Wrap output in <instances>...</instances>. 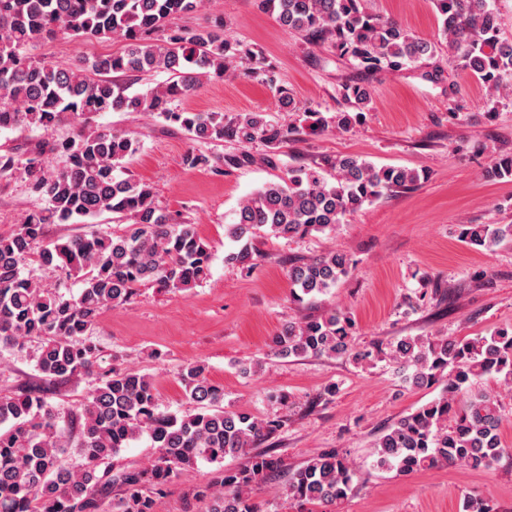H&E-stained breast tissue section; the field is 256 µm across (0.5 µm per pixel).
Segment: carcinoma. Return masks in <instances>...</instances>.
I'll use <instances>...</instances> for the list:
<instances>
[{"mask_svg":"<svg viewBox=\"0 0 512 512\" xmlns=\"http://www.w3.org/2000/svg\"><path fill=\"white\" fill-rule=\"evenodd\" d=\"M206 0H0V131L49 130L68 119L76 131L57 144L65 156L59 168L38 158L0 155V177L23 172L45 207L28 213L18 229L0 235V345L19 352L37 342L32 357L43 379L63 382L95 377L76 410L61 415L46 394L22 389L0 395V512H154L155 497L200 463L214 465L206 481L188 496L207 503V512H261L254 494L277 475L282 460L253 448L282 427L277 419L224 407V389L208 378L202 362L178 371L196 409L178 415L160 409L155 387L124 368L95 372L100 345L93 328L107 310L119 307L140 287L186 291L211 275L213 254L194 225L176 221L155 202L151 184L125 175V160L139 150L128 133L94 124L107 112H150L178 125L193 141L256 138L275 150L293 129L272 124L261 112L229 121L222 112L177 109L202 78L235 74L236 60L252 64L276 83L262 54L241 47L216 19L194 29H172L173 19L201 11ZM362 0H260L280 23L336 49L358 69L401 70L432 58L437 43L414 37L397 21L366 13ZM448 50V65L475 77L490 97L512 84V40L500 36L491 0H433ZM109 38L125 43L119 54L67 66L39 59L29 47L59 34ZM166 72L170 80L142 93L126 94L114 75ZM341 95L354 113L339 112L336 127L360 123L371 103L359 84ZM322 170L300 166L288 180L269 183L246 197L225 236L238 248L224 262L247 265L254 240L264 234L292 240L333 231L392 188L410 187L421 174L378 167L354 157ZM494 178L512 177V154L490 167ZM112 213L123 227L90 231L44 243L48 224H91ZM460 238L476 251L512 241V224H462ZM36 261L67 271L82 287L67 298L24 274ZM350 258L336 251L293 263L287 276L292 298L326 293L349 275ZM355 324L332 308L324 315L290 321L271 337L276 356L346 357L357 366L388 360L402 381L417 388L441 387L438 397L397 420L376 439L374 467L399 474L456 465L488 469L508 449L500 429L504 414L494 395L480 387L485 377L512 389V329L488 335L403 336L386 344L355 343ZM148 437L155 448L145 465L115 470L112 458ZM243 457L234 468L224 458ZM79 463L72 465L68 459ZM362 479L358 466L334 450L307 459L288 474L286 495L296 504H317L336 512ZM118 487L122 493L112 496Z\"/></svg>","mask_w":512,"mask_h":512,"instance_id":"1","label":"carcinoma"}]
</instances>
